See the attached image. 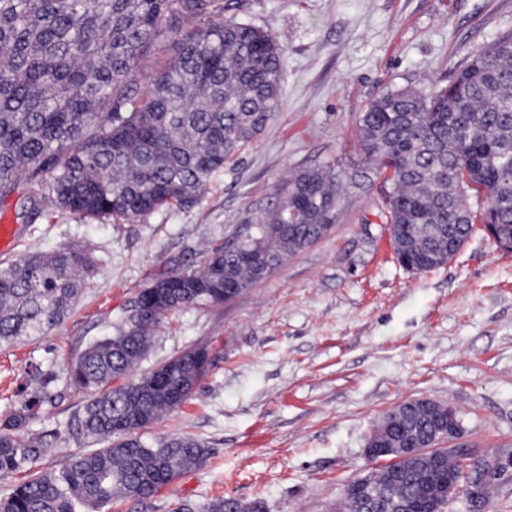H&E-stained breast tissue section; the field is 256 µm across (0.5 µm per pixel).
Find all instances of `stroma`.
Returning a JSON list of instances; mask_svg holds the SVG:
<instances>
[{
  "mask_svg": "<svg viewBox=\"0 0 512 512\" xmlns=\"http://www.w3.org/2000/svg\"><path fill=\"white\" fill-rule=\"evenodd\" d=\"M231 17L268 30L285 51L281 107L188 208L137 222L31 213L29 184L0 198L16 226L0 264L28 253L87 249L98 270L62 324L0 344V420L39 391L34 368L64 377L127 300L163 264L195 267L200 249L231 239L280 200L293 169L328 157L362 163L357 117L387 87L454 79L483 47L512 34V0H232ZM374 176L316 242L290 256L243 299L168 315L141 370L198 342L213 357L180 409L148 426L155 442L193 436L210 450L147 508L178 501L263 499L268 512H336L346 485L373 468L371 430L398 403L426 397L454 407L475 457L501 464L486 512H512V252L476 225L447 264L402 267ZM85 400L43 405L25 434L56 433L37 463L55 472L87 444L68 436Z\"/></svg>",
  "mask_w": 512,
  "mask_h": 512,
  "instance_id": "35a3bbf8",
  "label": "stroma"
}]
</instances>
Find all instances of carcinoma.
Masks as SVG:
<instances>
[{
  "label": "carcinoma",
  "instance_id": "1",
  "mask_svg": "<svg viewBox=\"0 0 512 512\" xmlns=\"http://www.w3.org/2000/svg\"><path fill=\"white\" fill-rule=\"evenodd\" d=\"M224 0H0V197L26 177L37 185L31 209L50 205L77 219L145 218L164 206L189 207L211 176L249 146L280 108L285 52L272 34L226 17ZM172 39L174 55L154 69L146 93L134 76L147 53ZM364 167L334 158L298 166L282 201L199 264L161 270L126 304L109 333L69 365L65 386L88 396L70 434L97 449L61 471L33 470L51 447L20 430L36 397L0 423V479L24 474L0 499V512H102L109 503L151 498L204 464L209 450L187 435L153 445L140 431L190 398L212 364L197 343L143 373L155 332L177 310L224 304V284L244 298L269 258H288L335 224L347 188L370 171L385 175L383 206L396 253L419 271L446 264L474 224L490 225L512 246V36L484 47L446 86L386 87L359 114ZM486 199L479 211L470 193ZM79 248L23 256L0 266V343L59 326L94 274ZM438 407L410 402L388 432L436 441ZM462 454L436 467L424 457L399 462L400 481L376 468L344 490L339 512H366L365 487L385 489L407 512H434L442 489L470 478ZM501 475L484 462V502ZM176 512H267L261 499L184 501Z\"/></svg>",
  "mask_w": 512,
  "mask_h": 512
}]
</instances>
